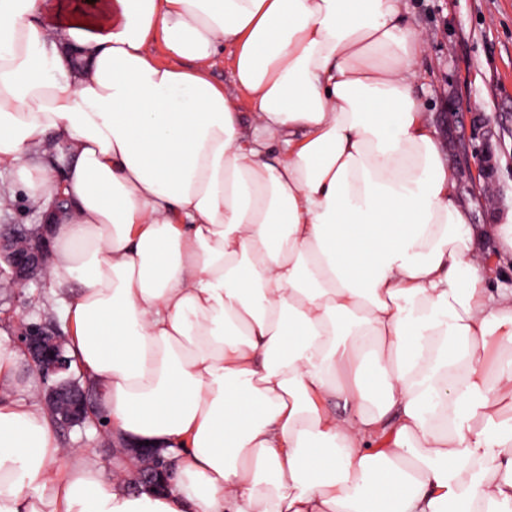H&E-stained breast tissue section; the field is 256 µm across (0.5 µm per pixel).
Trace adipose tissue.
Instances as JSON below:
<instances>
[{
  "mask_svg": "<svg viewBox=\"0 0 512 512\" xmlns=\"http://www.w3.org/2000/svg\"><path fill=\"white\" fill-rule=\"evenodd\" d=\"M423 53L403 0H0V166L52 226L68 352L174 461L133 490L6 394L0 512H512V289ZM481 263L485 268L492 288L502 286L512 288V260L501 259L493 250L484 249L481 252ZM506 275V279H503Z\"/></svg>",
  "mask_w": 512,
  "mask_h": 512,
  "instance_id": "adipose-tissue-1",
  "label": "adipose tissue"
}]
</instances>
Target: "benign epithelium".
I'll return each instance as SVG.
<instances>
[{
    "mask_svg": "<svg viewBox=\"0 0 512 512\" xmlns=\"http://www.w3.org/2000/svg\"><path fill=\"white\" fill-rule=\"evenodd\" d=\"M48 237L35 234L4 236L0 234V262L10 270L13 284L38 281L46 273ZM67 339L58 329L41 322L21 327L13 346L38 370L47 386L44 400L51 414L61 424L83 425L99 416L98 408L88 401L89 387L82 386L73 375L72 360L66 349ZM131 456L143 460L136 471L135 484L144 488L168 486L173 463L153 448H130Z\"/></svg>",
    "mask_w": 512,
    "mask_h": 512,
    "instance_id": "obj_1",
    "label": "benign epithelium"
}]
</instances>
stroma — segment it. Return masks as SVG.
Segmentation results:
<instances>
[{
  "label": "stroma",
  "instance_id": "stroma-1",
  "mask_svg": "<svg viewBox=\"0 0 512 512\" xmlns=\"http://www.w3.org/2000/svg\"><path fill=\"white\" fill-rule=\"evenodd\" d=\"M425 53L414 83L474 224H500L512 212V0H407ZM69 327L49 280L22 292L0 288V331L22 323ZM63 447L83 449L103 468L125 460L126 445L106 427L56 428Z\"/></svg>",
  "mask_w": 512,
  "mask_h": 512
}]
</instances>
